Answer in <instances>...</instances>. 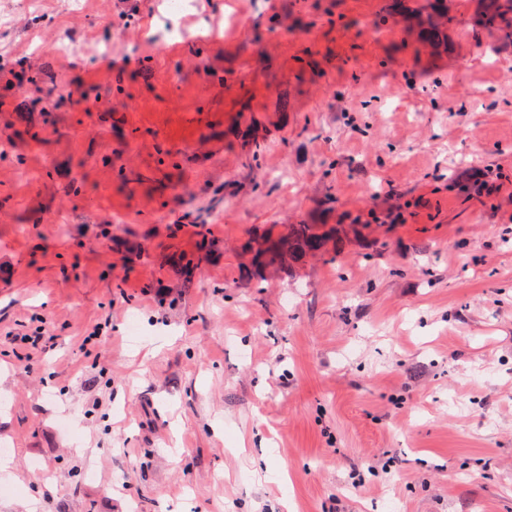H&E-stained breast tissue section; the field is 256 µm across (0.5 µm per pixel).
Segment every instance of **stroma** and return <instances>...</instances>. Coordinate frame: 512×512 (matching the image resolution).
<instances>
[{
    "instance_id": "stroma-1",
    "label": "stroma",
    "mask_w": 512,
    "mask_h": 512,
    "mask_svg": "<svg viewBox=\"0 0 512 512\" xmlns=\"http://www.w3.org/2000/svg\"><path fill=\"white\" fill-rule=\"evenodd\" d=\"M487 2L142 0L119 31L0 0L39 75L0 108V512H512V200L448 183L512 165ZM60 83L95 108L43 110ZM369 202L407 223L340 224ZM335 223L291 266L245 248Z\"/></svg>"
}]
</instances>
